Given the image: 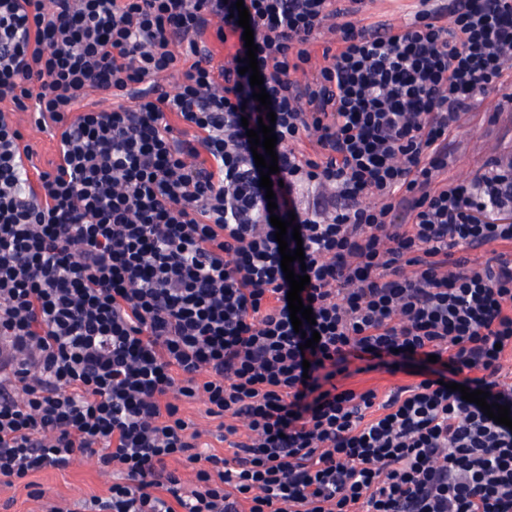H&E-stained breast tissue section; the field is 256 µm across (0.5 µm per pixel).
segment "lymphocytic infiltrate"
<instances>
[{"label": "lymphocytic infiltrate", "instance_id": "lymphocytic-infiltrate-1", "mask_svg": "<svg viewBox=\"0 0 512 512\" xmlns=\"http://www.w3.org/2000/svg\"><path fill=\"white\" fill-rule=\"evenodd\" d=\"M362 3L0 0V105L57 145L29 174L0 109L1 482L94 457L122 479L84 512H512L511 428L435 378L383 401L336 384L436 355L512 407V223L485 219L512 213V156L439 179L461 113L512 70V0H419L397 29L357 25ZM92 92L115 105L77 111ZM271 112L268 190L246 131ZM291 213L298 332L270 223ZM196 400L233 458L200 451Z\"/></svg>", "mask_w": 512, "mask_h": 512}]
</instances>
